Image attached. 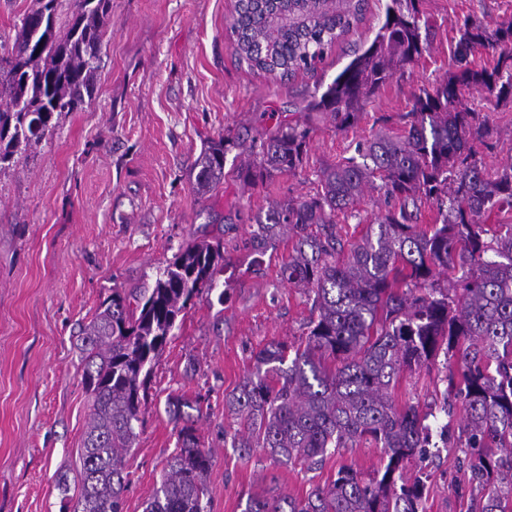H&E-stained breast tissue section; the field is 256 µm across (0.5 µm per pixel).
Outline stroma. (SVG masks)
<instances>
[{
	"label": "stroma",
	"instance_id": "1",
	"mask_svg": "<svg viewBox=\"0 0 512 512\" xmlns=\"http://www.w3.org/2000/svg\"><path fill=\"white\" fill-rule=\"evenodd\" d=\"M391 0H366L363 15L317 71L274 82L240 63L227 36L234 0H112L91 98L59 115L52 133L0 169V512H61L77 496L79 456L90 417L77 332L115 288L153 282L191 240L224 241L223 299H193L156 362L141 406L144 424L125 460L124 512H145L163 467L175 455L169 401L198 402L193 419L214 463L210 512H243L272 487L304 497L348 464L368 472L379 449L363 446L318 465L277 464L261 450L240 458L224 395L242 380L253 351L273 341L304 342L306 296L280 269L291 239L257 257L245 247L269 202L312 195L321 169L354 156L378 132L402 134L419 90L448 75L459 29L470 20L494 30L512 20V0H417L424 50L363 106L358 123L337 130L317 114L303 165L250 185L227 154L223 182L198 198L191 162L233 129L256 136L300 119L374 39ZM465 104L491 135L479 156L488 171L512 158V99L470 89ZM384 210L368 192L357 216L337 215L345 241L359 239ZM442 362L401 374L398 403H431ZM426 512H472L463 454L441 449L427 467ZM66 475L69 490L56 479Z\"/></svg>",
	"mask_w": 512,
	"mask_h": 512
}]
</instances>
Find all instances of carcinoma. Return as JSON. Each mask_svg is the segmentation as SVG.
Instances as JSON below:
<instances>
[{
  "instance_id": "cac0c4a2",
  "label": "carcinoma",
  "mask_w": 512,
  "mask_h": 512,
  "mask_svg": "<svg viewBox=\"0 0 512 512\" xmlns=\"http://www.w3.org/2000/svg\"><path fill=\"white\" fill-rule=\"evenodd\" d=\"M35 0L16 25L0 63V169L51 132L55 115L73 112L91 97L112 0ZM364 0H306L291 22L274 20L275 6L249 0L235 7L228 29L248 68L281 79L312 73L360 20ZM414 0H392L368 48L307 110L339 128L354 125L360 109L397 68L423 51ZM498 53L492 70L468 66L472 51ZM512 21L493 32L460 28L456 70L415 95L399 137L377 134L357 156L327 167L316 193L274 202L255 218L248 248L263 255L287 235L295 240L281 267L289 285L311 300L304 347L272 342L253 355L239 386L224 395L236 420L233 447L248 456L263 448L276 463H316L332 451L369 443L380 465L363 475L342 465L336 478L302 499L275 492L247 499L244 512H426L423 472L408 474L438 447L419 406L396 405L392 390L403 371L454 360L439 411L461 402L464 418L455 447L467 461L475 512H512V224L486 228L497 211L512 208V161L490 174L474 141L485 134L463 106L474 85L496 99L512 97ZM310 126L283 123L251 140L229 132L191 164L193 191L204 197L224 180L226 154L247 160L238 177L264 182L302 167ZM380 185H375V182ZM379 187L388 209L345 248L336 214L355 211L367 190ZM436 204L439 222L417 224L420 206ZM458 275L440 281L448 268ZM224 269V243L189 242L154 284L112 289L81 330L91 396L79 457L81 486L73 512H124L125 456L142 427L141 403L153 366L179 315L195 297L210 295ZM179 400L169 414L178 424V451L167 463L146 512H207V474L214 456L201 447L194 421Z\"/></svg>"
}]
</instances>
